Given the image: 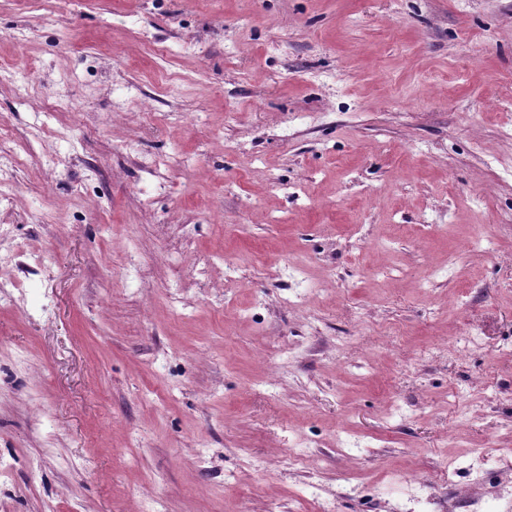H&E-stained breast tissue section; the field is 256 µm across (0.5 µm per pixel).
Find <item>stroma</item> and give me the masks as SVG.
Returning a JSON list of instances; mask_svg holds the SVG:
<instances>
[{
	"instance_id": "1",
	"label": "stroma",
	"mask_w": 512,
	"mask_h": 512,
	"mask_svg": "<svg viewBox=\"0 0 512 512\" xmlns=\"http://www.w3.org/2000/svg\"><path fill=\"white\" fill-rule=\"evenodd\" d=\"M0 128V512L512 481V0H0Z\"/></svg>"
}]
</instances>
